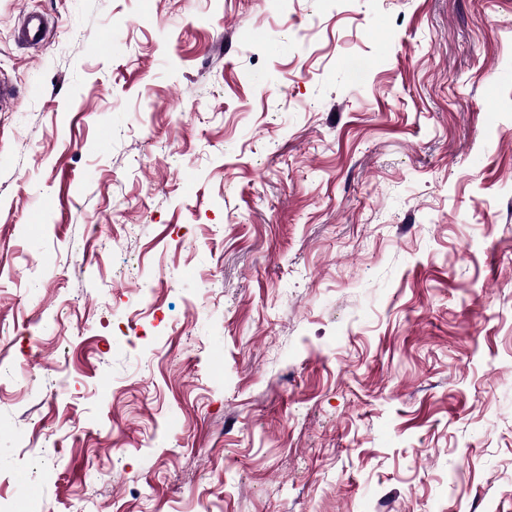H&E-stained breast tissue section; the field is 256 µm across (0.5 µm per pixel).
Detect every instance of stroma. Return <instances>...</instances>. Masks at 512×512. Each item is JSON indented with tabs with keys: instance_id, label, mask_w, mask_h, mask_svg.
<instances>
[{
	"instance_id": "1",
	"label": "stroma",
	"mask_w": 512,
	"mask_h": 512,
	"mask_svg": "<svg viewBox=\"0 0 512 512\" xmlns=\"http://www.w3.org/2000/svg\"><path fill=\"white\" fill-rule=\"evenodd\" d=\"M1 80L0 512H512V0H0ZM47 30V19L42 14L32 11L25 15L18 30V37L26 43L37 45L45 39Z\"/></svg>"
}]
</instances>
